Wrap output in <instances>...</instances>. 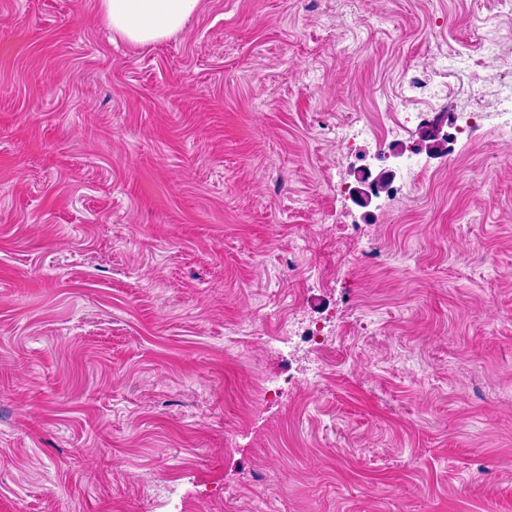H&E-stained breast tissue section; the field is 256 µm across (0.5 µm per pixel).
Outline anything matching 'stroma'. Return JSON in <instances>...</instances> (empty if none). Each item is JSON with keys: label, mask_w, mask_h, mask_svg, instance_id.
Here are the masks:
<instances>
[{"label": "stroma", "mask_w": 512, "mask_h": 512, "mask_svg": "<svg viewBox=\"0 0 512 512\" xmlns=\"http://www.w3.org/2000/svg\"><path fill=\"white\" fill-rule=\"evenodd\" d=\"M487 40L511 76L499 0H201L150 46L0 0V512H512V140L384 131ZM402 148L420 190L355 205ZM497 55V44L495 42L480 47L478 56L466 52H452L438 49L436 63L432 70L426 73L415 70L409 77L411 95L400 98L396 111L405 107L408 102L432 103L442 99L448 100V95L453 97L450 87V79L459 74L469 75L479 68L487 67ZM331 132L336 139V143L341 147L348 146L352 141L359 139H368L373 135L372 130L361 120L347 117L336 123ZM309 341L311 342L313 357L310 368L304 377V382L306 386H319L322 382L323 363L318 353L323 347L328 345L330 339L329 336L324 335L320 331H312L311 335H309Z\"/></svg>", "instance_id": "35a3bbf8"}]
</instances>
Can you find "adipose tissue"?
<instances>
[{"label": "adipose tissue", "instance_id": "1", "mask_svg": "<svg viewBox=\"0 0 512 512\" xmlns=\"http://www.w3.org/2000/svg\"><path fill=\"white\" fill-rule=\"evenodd\" d=\"M200 0H100V9L119 38L134 45L163 41L183 29Z\"/></svg>", "mask_w": 512, "mask_h": 512}]
</instances>
